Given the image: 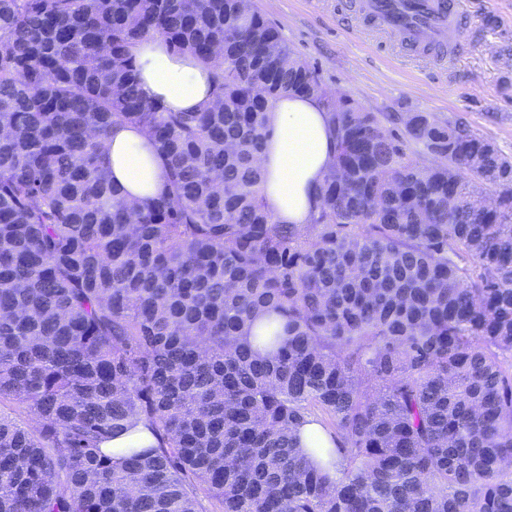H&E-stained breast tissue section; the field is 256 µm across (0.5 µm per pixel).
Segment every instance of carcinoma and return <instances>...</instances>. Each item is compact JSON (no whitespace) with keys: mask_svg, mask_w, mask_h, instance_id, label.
<instances>
[{"mask_svg":"<svg viewBox=\"0 0 512 512\" xmlns=\"http://www.w3.org/2000/svg\"><path fill=\"white\" fill-rule=\"evenodd\" d=\"M155 35L211 70L204 107L141 93ZM285 94L336 97L252 0H0V404L33 420L0 413V512H512V161L345 95L310 223L280 224ZM127 125L158 197L112 183ZM321 415L334 476L300 450ZM138 423L158 445L114 467ZM107 147L113 180L128 199L157 197L164 192L163 166L156 149L136 129L112 128Z\"/></svg>","mask_w":512,"mask_h":512,"instance_id":"1","label":"carcinoma"}]
</instances>
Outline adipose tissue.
Listing matches in <instances>:
<instances>
[{
	"label": "adipose tissue",
	"mask_w": 512,
	"mask_h": 512,
	"mask_svg": "<svg viewBox=\"0 0 512 512\" xmlns=\"http://www.w3.org/2000/svg\"><path fill=\"white\" fill-rule=\"evenodd\" d=\"M135 64L145 96L168 109L191 111L209 98V71L190 56L173 54L161 38L138 43ZM271 122L273 135L261 157L264 196L278 221L309 223L315 189L334 157L333 131L317 101L296 95L275 103ZM107 147L113 180L128 199L164 192L163 166L156 149L136 129L113 128Z\"/></svg>",
	"instance_id": "adipose-tissue-1"
}]
</instances>
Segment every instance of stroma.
I'll return each instance as SVG.
<instances>
[{"label":"stroma","mask_w":512,"mask_h":512,"mask_svg":"<svg viewBox=\"0 0 512 512\" xmlns=\"http://www.w3.org/2000/svg\"><path fill=\"white\" fill-rule=\"evenodd\" d=\"M356 0H254L294 55L369 112H431L512 160V0H475L465 56L404 50L376 35Z\"/></svg>","instance_id":"35a3bbf8"}]
</instances>
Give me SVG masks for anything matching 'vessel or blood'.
<instances>
[{"label":"vessel or blood","mask_w":512,"mask_h":512,"mask_svg":"<svg viewBox=\"0 0 512 512\" xmlns=\"http://www.w3.org/2000/svg\"><path fill=\"white\" fill-rule=\"evenodd\" d=\"M359 14L375 30L405 46L447 48L451 60L466 52L463 30L448 0H358Z\"/></svg>","instance_id":"b4317fda"}]
</instances>
